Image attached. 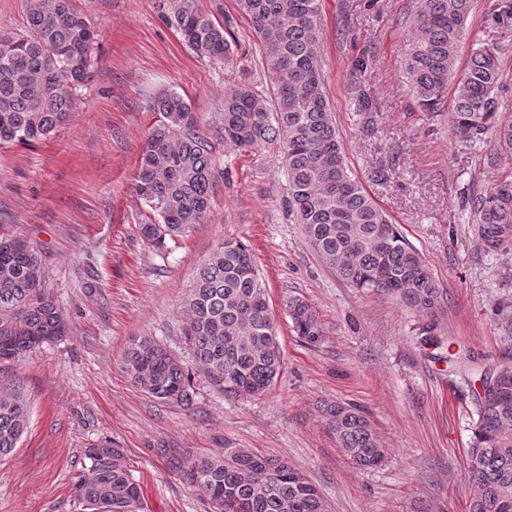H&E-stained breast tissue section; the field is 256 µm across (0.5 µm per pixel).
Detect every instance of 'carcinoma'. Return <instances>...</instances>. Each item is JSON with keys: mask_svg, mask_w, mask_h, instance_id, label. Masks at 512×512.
<instances>
[{"mask_svg": "<svg viewBox=\"0 0 512 512\" xmlns=\"http://www.w3.org/2000/svg\"><path fill=\"white\" fill-rule=\"evenodd\" d=\"M473 0H420L409 19L401 72L420 111L433 116L453 96L452 123L461 151L480 148L493 132L512 153V116L498 111L502 80L498 45H482L467 64H457L456 44ZM262 41L272 95L249 84L224 95V144L241 150L273 147L288 179V212L302 225L321 260L350 286L391 295L427 318L420 344L442 346L436 313L444 302L439 284L420 253L353 177L324 91L319 18L321 0H236ZM168 20L183 42L220 61L230 60L224 27L196 5L171 0ZM98 30L72 0H36L24 33L0 30V146L47 138L74 111L79 87L91 78ZM153 109L161 119L147 136L134 189L154 213L139 225L157 251L178 247V238L205 222L211 207L216 162L211 143L197 132L190 105L163 92ZM474 223L492 250L512 244V180L476 199ZM44 271L28 243L0 234V361L18 360L66 332L56 300L41 288ZM183 330L201 374L224 397L256 398L281 373L282 356L267 292L249 246L220 242L199 268L183 298ZM288 317L306 344L323 330L310 305L293 298ZM124 369L141 391L190 406L194 388L187 366L151 336L132 340ZM472 390L478 419L467 452L469 479L477 493L470 512H512V367L470 357L456 361ZM329 431L350 462L373 469L386 449L366 413L353 404L326 407ZM29 409L17 392L0 394V460L11 455L27 431ZM171 469L206 497L213 512H328L319 489L288 462L224 440L218 454L158 448ZM73 484L84 512H137L141 486L126 452L110 442L85 451Z\"/></svg>", "mask_w": 512, "mask_h": 512, "instance_id": "1", "label": "carcinoma"}]
</instances>
